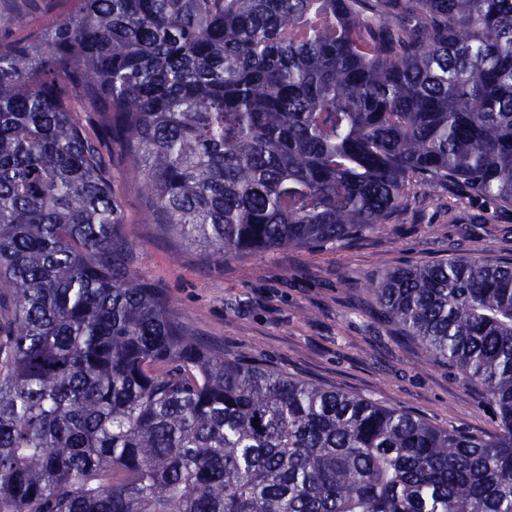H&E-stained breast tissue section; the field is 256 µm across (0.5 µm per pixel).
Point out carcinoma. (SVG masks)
<instances>
[{"instance_id":"cac0c4a2","label":"carcinoma","mask_w":512,"mask_h":512,"mask_svg":"<svg viewBox=\"0 0 512 512\" xmlns=\"http://www.w3.org/2000/svg\"><path fill=\"white\" fill-rule=\"evenodd\" d=\"M69 2L0 40V512H512L511 259L367 282L497 411L443 430L202 340L132 270L115 179L214 267L413 187L512 206V0ZM68 1H55L50 8L41 10L32 18V22L27 27H13L9 31H0V39L11 40L28 36L31 32L39 29L51 28L58 18L68 9Z\"/></svg>"}]
</instances>
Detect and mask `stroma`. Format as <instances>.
Listing matches in <instances>:
<instances>
[{"instance_id": "stroma-1", "label": "stroma", "mask_w": 512, "mask_h": 512, "mask_svg": "<svg viewBox=\"0 0 512 512\" xmlns=\"http://www.w3.org/2000/svg\"><path fill=\"white\" fill-rule=\"evenodd\" d=\"M135 271L164 288L195 333L231 357L243 355L288 375L336 387L380 405L413 411L448 430L489 434L495 410L453 369L378 316L365 281L416 261L512 257V210L445 191L407 200L390 223L317 252L288 248L202 263L144 223L136 173L118 170Z\"/></svg>"}]
</instances>
